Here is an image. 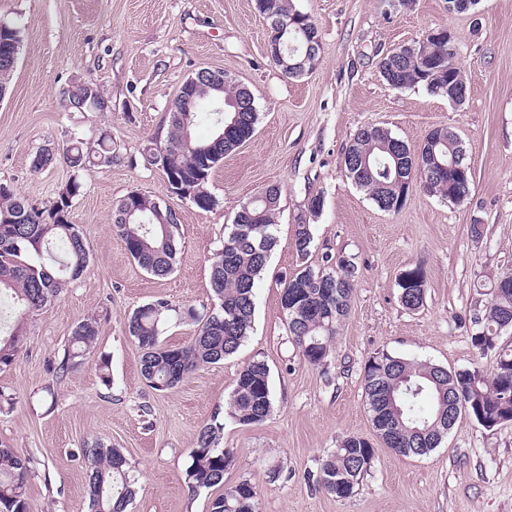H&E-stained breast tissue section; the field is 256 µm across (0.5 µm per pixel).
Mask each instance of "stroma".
<instances>
[{"label":"stroma","mask_w":512,"mask_h":512,"mask_svg":"<svg viewBox=\"0 0 512 512\" xmlns=\"http://www.w3.org/2000/svg\"><path fill=\"white\" fill-rule=\"evenodd\" d=\"M322 40L320 61L290 78L269 58V30L256 0H0V19L21 30L10 90L0 100V181L38 207L49 206L70 170L32 167L44 147L75 135H112V168L81 177L69 220L90 245L81 278L34 314L0 298V332L24 325L16 361L0 370V443L29 457V512H88L85 466L76 455L98 440L121 449L137 494L129 512H209L210 493L185 481L199 430L223 427L234 453L227 482L257 488L256 512H512V423L487 428L461 414L441 445L401 456L379 438L364 398L365 363L379 350L451 371H491L494 352L471 343L472 318L492 297L495 279L512 269V0H480V29L446 0H293ZM456 36L455 61L468 94L462 107L425 86L394 89L379 77L378 54L419 41L428 29ZM203 68L246 85L259 112L254 136L212 171L216 200L207 212L167 192L162 169L143 147L166 138L168 108L182 84ZM96 82L108 112H70L62 93ZM388 129L417 149L437 127L462 140L473 172L470 197L452 203L413 188L404 207L381 210L347 178L343 154L366 126ZM282 186L277 244L255 285L253 329L238 352L156 391L140 374V351L128 315L163 298L212 311L211 259L240 204ZM137 191L179 214L181 250L173 271L140 269L114 231L112 213ZM321 196L323 206L309 203ZM308 225L307 254L295 246ZM481 237H473L472 225ZM359 268L348 316L325 364L314 366L292 343L280 305L281 278L326 257ZM421 267L422 306L406 309L397 286ZM99 322L83 364L56 376L75 326ZM110 364L102 380L99 358ZM264 361L272 411L243 426L228 414L240 370ZM370 441L374 461L354 494L339 498L311 476L349 436Z\"/></svg>","instance_id":"obj_1"}]
</instances>
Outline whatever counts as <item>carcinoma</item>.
I'll list each match as a JSON object with an SVG mask.
<instances>
[{
	"instance_id": "carcinoma-1",
	"label": "carcinoma",
	"mask_w": 512,
	"mask_h": 512,
	"mask_svg": "<svg viewBox=\"0 0 512 512\" xmlns=\"http://www.w3.org/2000/svg\"><path fill=\"white\" fill-rule=\"evenodd\" d=\"M256 6L269 26V39L280 43L285 63L292 67L286 76L298 78L313 70L320 52L313 51L310 43L319 31L310 16L297 10L293 0H256ZM7 47H21L20 30L0 19V55ZM377 71L392 87L423 85L440 97L468 91L446 40H430L424 46L416 42L412 50L399 46L378 59ZM66 101L83 102L96 112L110 109L93 82L73 86ZM204 112L215 115L213 129L208 138L197 139L192 131ZM257 121L254 97L245 86L231 80L221 92L204 83L195 94L178 96L171 102L166 143L160 146L150 141L143 151L165 174L172 170L185 178L202 176L193 205L208 211L216 204L207 187L212 170L253 137ZM58 157L71 176L50 206L39 209L11 188L0 192V293L12 291L23 315L41 310L68 281L79 279L87 269L90 247L69 222V208L81 189L82 173L114 163L112 138L106 133L93 143L73 138L60 153L48 149L37 153L33 168L41 170ZM343 160L351 181L384 211L400 210L415 186L445 200L452 193L464 199L471 195V166L461 141L446 128L432 130L412 151L388 130L367 126L356 132ZM280 197L281 187L271 185L235 213L210 264L217 309L202 318L192 307L180 308L158 299L137 307L128 317V334L138 345L141 375L150 388L172 389L199 368L234 355L245 342L252 329L255 284L276 245L274 227ZM138 204L143 206V214L125 221L123 214ZM112 223L127 254L142 270L156 277L171 273L178 253L179 225L171 206L132 191L119 201ZM24 253L35 254L39 262L22 257ZM357 277L355 262L343 259L327 269L307 266L282 278L280 303L289 338L309 363L320 365L327 358L338 326L350 310ZM397 285L406 308L417 309L423 304L426 280L421 268L408 270L405 282ZM173 315L199 325L195 336L178 347L160 340ZM511 315L512 294H494L485 309L473 317L472 345L482 353L497 354L489 374L479 369L452 373L385 350L375 353L365 364L363 389L374 428L386 447L403 456H423L437 448L448 433L450 395L458 416L467 413L491 428L512 422V349L498 346L502 320ZM97 335L95 318L79 322L56 373L62 376L73 368ZM23 341L18 330L0 337V369L15 362ZM228 406L229 415L246 426L260 424L269 416L272 400L265 362L254 360L239 372ZM220 430L215 424L199 431L196 447L189 453L185 480L193 489L217 491L209 512H225L226 504L234 507L233 512H255L256 488L246 480L226 483L225 472L232 465L233 452L221 446ZM81 454L89 471L90 512H128L135 496V480L122 452L94 441L84 446ZM373 459L374 449L368 440L349 436L322 461L316 484L331 495L348 498ZM30 473V459L0 443V512H28Z\"/></svg>"
}]
</instances>
